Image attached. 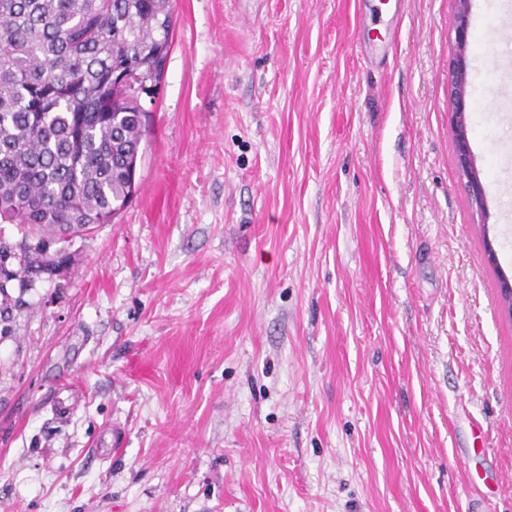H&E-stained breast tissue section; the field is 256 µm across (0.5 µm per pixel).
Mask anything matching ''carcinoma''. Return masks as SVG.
Returning <instances> with one entry per match:
<instances>
[{"instance_id": "cac0c4a2", "label": "carcinoma", "mask_w": 512, "mask_h": 512, "mask_svg": "<svg viewBox=\"0 0 512 512\" xmlns=\"http://www.w3.org/2000/svg\"><path fill=\"white\" fill-rule=\"evenodd\" d=\"M173 0H0L1 280L55 272L26 241L112 221L127 202L141 104L119 68L167 66Z\"/></svg>"}]
</instances>
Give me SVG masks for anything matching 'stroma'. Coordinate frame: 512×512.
<instances>
[{"label":"stroma","mask_w":512,"mask_h":512,"mask_svg":"<svg viewBox=\"0 0 512 512\" xmlns=\"http://www.w3.org/2000/svg\"><path fill=\"white\" fill-rule=\"evenodd\" d=\"M175 17L136 195L9 291L0 512H512V0L471 7L483 215L454 0ZM456 3V50L448 61V112L455 132L457 169L465 185L471 204L481 214L486 213L485 188L474 164V156L467 135V114L470 111L468 49L471 0Z\"/></svg>","instance_id":"35a3bbf8"}]
</instances>
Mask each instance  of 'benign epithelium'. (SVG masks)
<instances>
[{"label": "benign epithelium", "instance_id": "7a95c632", "mask_svg": "<svg viewBox=\"0 0 512 512\" xmlns=\"http://www.w3.org/2000/svg\"><path fill=\"white\" fill-rule=\"evenodd\" d=\"M456 3V50L448 61V112L455 132L457 169L465 185L471 204L486 213L485 188L474 164V156L467 135V114L470 111L468 49L470 34L471 0ZM162 78L140 71H126L117 77V85L131 90L141 100H149L161 90Z\"/></svg>", "mask_w": 512, "mask_h": 512}]
</instances>
